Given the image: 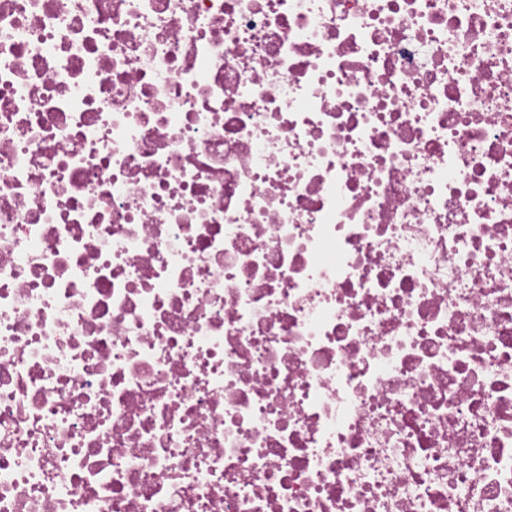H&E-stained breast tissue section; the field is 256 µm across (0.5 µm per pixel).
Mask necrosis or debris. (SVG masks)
I'll return each mask as SVG.
<instances>
[{
	"label": "necrosis or debris",
	"mask_w": 512,
	"mask_h": 512,
	"mask_svg": "<svg viewBox=\"0 0 512 512\" xmlns=\"http://www.w3.org/2000/svg\"><path fill=\"white\" fill-rule=\"evenodd\" d=\"M0 512H512V0H0Z\"/></svg>",
	"instance_id": "1"
}]
</instances>
